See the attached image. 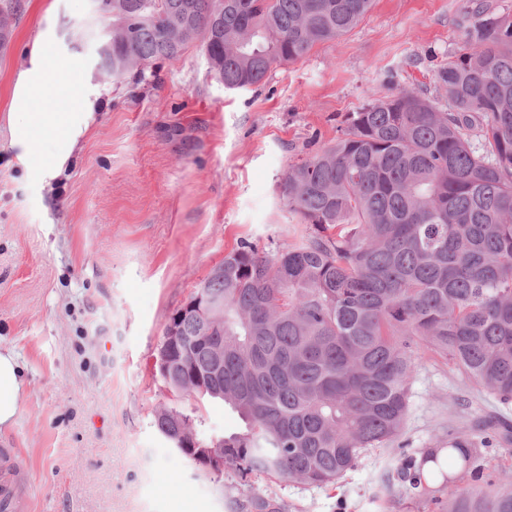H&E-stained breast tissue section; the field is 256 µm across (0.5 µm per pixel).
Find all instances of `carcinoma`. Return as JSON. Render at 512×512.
<instances>
[{"mask_svg": "<svg viewBox=\"0 0 512 512\" xmlns=\"http://www.w3.org/2000/svg\"><path fill=\"white\" fill-rule=\"evenodd\" d=\"M106 2L104 76L144 81L152 62L198 41L211 74L238 90L351 32L374 0ZM461 28L436 75L445 99L392 87L349 113L333 145L288 166L282 194L312 226L307 242L273 254L241 243L202 281L224 311L162 337L164 383L224 401L243 423L179 442L189 416L158 409L159 432L194 463L217 440L224 470L244 482L334 485L400 435L428 353L512 400V15L480 2ZM490 441L450 435L397 473L419 496L447 485L444 512H512L511 466L477 484Z\"/></svg>", "mask_w": 512, "mask_h": 512, "instance_id": "1", "label": "carcinoma"}]
</instances>
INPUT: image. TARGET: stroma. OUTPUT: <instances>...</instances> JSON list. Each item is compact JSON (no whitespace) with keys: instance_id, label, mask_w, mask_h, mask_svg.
Wrapping results in <instances>:
<instances>
[{"instance_id":"1","label":"stroma","mask_w":512,"mask_h":512,"mask_svg":"<svg viewBox=\"0 0 512 512\" xmlns=\"http://www.w3.org/2000/svg\"><path fill=\"white\" fill-rule=\"evenodd\" d=\"M0 53V113L26 45L55 25L61 54L98 72L111 26L90 0H21ZM469 0H375L351 32L274 70L260 85L225 89L198 47L158 61L152 77L101 79L104 113L54 187L9 165L0 128V344L16 353L28 395L0 448V486L14 512H254L255 497L283 512H439L404 493L402 454L443 448L498 417L505 405L447 361H417L400 437L363 451L339 484L214 476L157 429L155 411L189 415L204 435L241 422L223 402L174 393L158 371L170 316L240 242L271 253L300 244L310 225L289 213L281 176L331 145L349 112L392 85L423 83L460 41Z\"/></svg>"}]
</instances>
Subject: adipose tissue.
Segmentation results:
<instances>
[{
	"mask_svg": "<svg viewBox=\"0 0 512 512\" xmlns=\"http://www.w3.org/2000/svg\"><path fill=\"white\" fill-rule=\"evenodd\" d=\"M54 27L27 47V63L11 83V108L4 119L11 164L49 182L67 170L76 147L96 123L102 91L56 48ZM25 397L14 353L0 348V431L11 428Z\"/></svg>",
	"mask_w": 512,
	"mask_h": 512,
	"instance_id": "adipose-tissue-1",
	"label": "adipose tissue"
}]
</instances>
